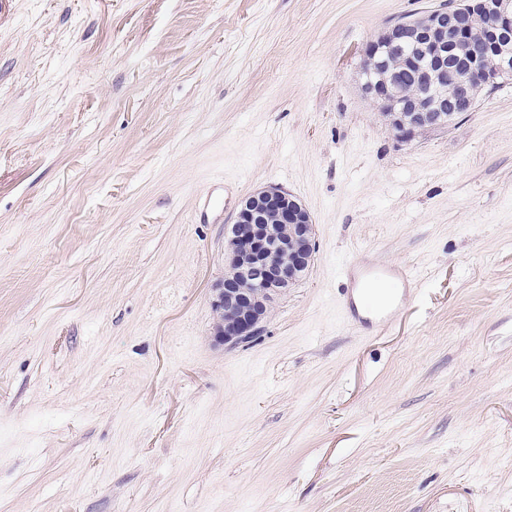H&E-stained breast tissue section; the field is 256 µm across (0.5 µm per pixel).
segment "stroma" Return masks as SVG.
Instances as JSON below:
<instances>
[{
	"mask_svg": "<svg viewBox=\"0 0 512 512\" xmlns=\"http://www.w3.org/2000/svg\"><path fill=\"white\" fill-rule=\"evenodd\" d=\"M441 0H0V512H512V80L398 141L366 43ZM267 186L318 243L214 340ZM364 248L427 276L337 314Z\"/></svg>",
	"mask_w": 512,
	"mask_h": 512,
	"instance_id": "obj_1",
	"label": "stroma"
}]
</instances>
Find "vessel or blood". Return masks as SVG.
I'll use <instances>...</instances> for the list:
<instances>
[{
    "label": "vessel or blood",
    "mask_w": 512,
    "mask_h": 512,
    "mask_svg": "<svg viewBox=\"0 0 512 512\" xmlns=\"http://www.w3.org/2000/svg\"><path fill=\"white\" fill-rule=\"evenodd\" d=\"M342 273L348 282L340 302L342 313L355 319L357 306L375 311L377 327L388 325L398 312V301L413 294L422 276L407 265H388L355 255L346 260Z\"/></svg>",
    "instance_id": "b4317fda"
}]
</instances>
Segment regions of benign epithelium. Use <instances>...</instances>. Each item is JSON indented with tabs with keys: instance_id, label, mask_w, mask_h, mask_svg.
Instances as JSON below:
<instances>
[{
	"instance_id": "7a95c632",
	"label": "benign epithelium",
	"mask_w": 512,
	"mask_h": 512,
	"mask_svg": "<svg viewBox=\"0 0 512 512\" xmlns=\"http://www.w3.org/2000/svg\"><path fill=\"white\" fill-rule=\"evenodd\" d=\"M417 67L422 90L403 93L380 65L382 46ZM512 0H462L446 13L401 20L369 42L361 91L375 101L396 139L445 128L474 109L479 87L512 76ZM315 229L306 206L277 187L241 201L225 228L224 280L213 289L216 343L236 347L257 336L272 301L309 272Z\"/></svg>"
}]
</instances>
